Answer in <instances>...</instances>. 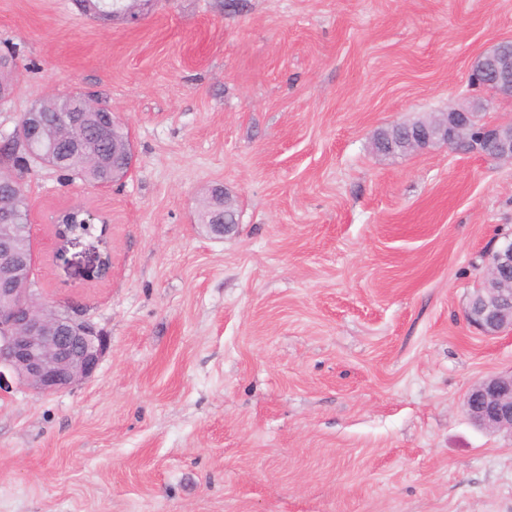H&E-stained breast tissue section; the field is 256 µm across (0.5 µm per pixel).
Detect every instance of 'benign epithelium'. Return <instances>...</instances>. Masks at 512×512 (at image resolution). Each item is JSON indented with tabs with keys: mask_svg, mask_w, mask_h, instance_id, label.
I'll return each mask as SVG.
<instances>
[{
	"mask_svg": "<svg viewBox=\"0 0 512 512\" xmlns=\"http://www.w3.org/2000/svg\"><path fill=\"white\" fill-rule=\"evenodd\" d=\"M153 0H123L101 19L123 17L135 22ZM473 70L484 74L497 91L512 96V58L493 49L476 60ZM43 138V129L34 114L27 115L16 134L5 144ZM415 151L432 143L450 147L487 140L498 158L512 161V124L474 123L472 113L450 110L410 135ZM0 270L9 275L19 271L25 286L0 283V387L5 373L21 380L37 394L71 390L90 379L109 349L107 337L92 322L72 310H61L44 301L32 288L36 256L23 257L14 249L12 225H0ZM512 237L487 255L486 273L469 296L465 308L467 323L485 336L512 332ZM470 421L488 430L512 432V371L475 383L464 399Z\"/></svg>",
	"mask_w": 512,
	"mask_h": 512,
	"instance_id": "obj_1",
	"label": "benign epithelium"
}]
</instances>
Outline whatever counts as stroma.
<instances>
[{
	"mask_svg": "<svg viewBox=\"0 0 512 512\" xmlns=\"http://www.w3.org/2000/svg\"><path fill=\"white\" fill-rule=\"evenodd\" d=\"M503 39L512 0H155L136 25L0 0V131L80 90L136 154L107 187L22 176L40 296L110 349L74 389L0 392V512H512V433L463 410L512 370V334L464 319L512 161L374 149L455 107L512 122L469 83ZM215 184L221 237L197 222ZM76 205L102 241L58 253Z\"/></svg>",
	"mask_w": 512,
	"mask_h": 512,
	"instance_id": "stroma-1",
	"label": "stroma"
}]
</instances>
